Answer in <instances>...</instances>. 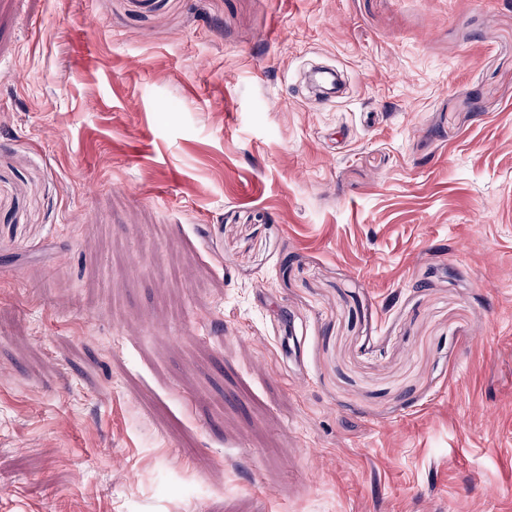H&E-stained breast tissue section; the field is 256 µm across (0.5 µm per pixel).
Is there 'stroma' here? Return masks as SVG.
Here are the masks:
<instances>
[{"mask_svg": "<svg viewBox=\"0 0 512 512\" xmlns=\"http://www.w3.org/2000/svg\"><path fill=\"white\" fill-rule=\"evenodd\" d=\"M0 512H512V0H0Z\"/></svg>", "mask_w": 512, "mask_h": 512, "instance_id": "35a3bbf8", "label": "stroma"}]
</instances>
